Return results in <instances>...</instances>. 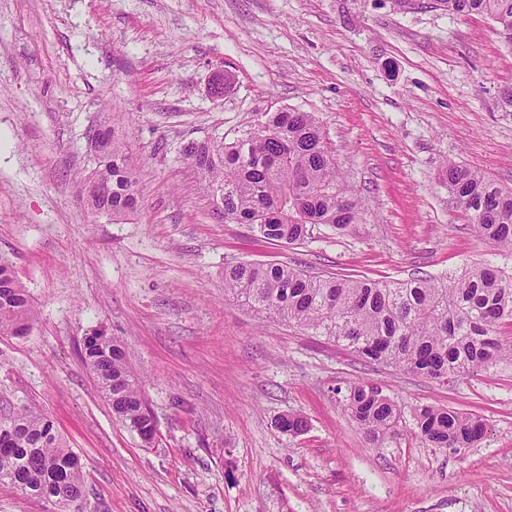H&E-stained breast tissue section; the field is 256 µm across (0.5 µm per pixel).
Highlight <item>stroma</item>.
I'll return each instance as SVG.
<instances>
[{"mask_svg":"<svg viewBox=\"0 0 512 512\" xmlns=\"http://www.w3.org/2000/svg\"><path fill=\"white\" fill-rule=\"evenodd\" d=\"M510 87L492 22L439 0H0V259L38 310L27 335L0 336V412L43 410L83 463L68 510L0 486V512H512V364L446 385L224 291L243 261L383 281L501 263L439 180L452 162L512 188ZM286 108L319 119L361 212L295 245L217 215L182 158ZM105 109L141 201L118 220L79 183ZM97 328L140 381L152 443L83 360ZM358 382L397 404L398 437L352 420ZM430 405L479 416L483 437L429 446L415 417ZM288 413L304 433L276 428Z\"/></svg>","mask_w":512,"mask_h":512,"instance_id":"35a3bbf8","label":"stroma"}]
</instances>
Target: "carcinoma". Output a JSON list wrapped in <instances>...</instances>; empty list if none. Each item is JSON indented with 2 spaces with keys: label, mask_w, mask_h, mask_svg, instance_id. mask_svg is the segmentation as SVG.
Returning a JSON list of instances; mask_svg holds the SVG:
<instances>
[{
  "label": "carcinoma",
  "mask_w": 512,
  "mask_h": 512,
  "mask_svg": "<svg viewBox=\"0 0 512 512\" xmlns=\"http://www.w3.org/2000/svg\"><path fill=\"white\" fill-rule=\"evenodd\" d=\"M441 4L451 14L486 17L499 35H512V0ZM184 160L209 179L224 216L251 225L267 240L296 244L307 238L310 224L344 230L358 221L357 205L312 112L283 109L231 142L191 143ZM91 179L112 186L99 213L122 218L137 211L136 172L117 132H112V156L97 160L83 182ZM443 185L477 236L512 255V189L455 164L448 165ZM224 292L258 314L314 330L359 357L432 379L448 382L512 363V271L499 266L473 263L445 280L382 284L314 277L282 263L240 262L224 268ZM34 319L25 288L0 263V335L13 336L17 323ZM91 356L98 359L97 382L113 414L153 429L152 419L142 414L139 380L127 368L118 341L102 342ZM345 408L374 440L399 426L396 405L374 384L350 387ZM50 423L46 413L27 406L0 415V485L67 505L82 496L83 466L58 432L48 433ZM416 424L420 438L434 448H468L485 430L476 416L434 406L422 407ZM277 427L296 435L307 421L289 414Z\"/></svg>",
  "instance_id": "1"
}]
</instances>
